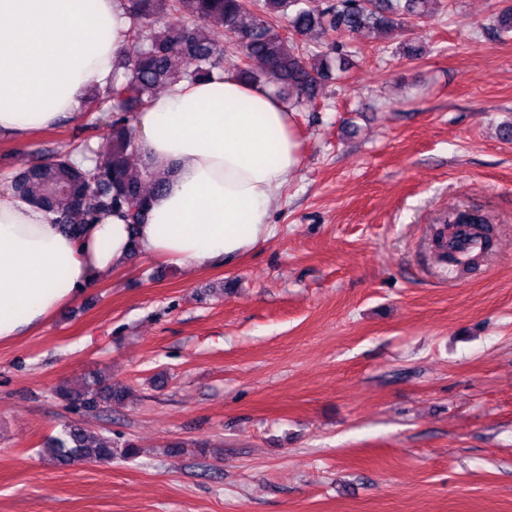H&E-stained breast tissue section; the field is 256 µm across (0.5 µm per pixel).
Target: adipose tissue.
Listing matches in <instances>:
<instances>
[{
	"mask_svg": "<svg viewBox=\"0 0 512 512\" xmlns=\"http://www.w3.org/2000/svg\"><path fill=\"white\" fill-rule=\"evenodd\" d=\"M123 0H0V134L26 141L79 113L128 44ZM295 114L272 87L184 81L135 116L154 169L173 168L143 224L116 217L75 238L0 193V344L40 326L142 253L177 265L232 261L270 236V204L301 164Z\"/></svg>",
	"mask_w": 512,
	"mask_h": 512,
	"instance_id": "ef3b65f1",
	"label": "adipose tissue"
}]
</instances>
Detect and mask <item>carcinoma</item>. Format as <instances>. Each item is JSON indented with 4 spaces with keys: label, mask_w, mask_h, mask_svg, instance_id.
<instances>
[{
    "label": "carcinoma",
    "mask_w": 512,
    "mask_h": 512,
    "mask_svg": "<svg viewBox=\"0 0 512 512\" xmlns=\"http://www.w3.org/2000/svg\"><path fill=\"white\" fill-rule=\"evenodd\" d=\"M305 0H126L131 20L128 40L132 50L114 62L110 82L88 101L93 115L86 128L108 121L112 133L99 149L92 137L79 141L73 155L94 156L95 165L84 170L72 155L31 161L18 172L4 176L10 191L53 214V223L78 234L88 224H100L117 215L126 223L145 219L147 202L166 186L169 173L150 164L136 165L139 152L130 112L145 107L161 88L187 80L224 79V55L242 58L236 75L251 82L271 85L293 109L316 99L322 83L331 75L330 51L313 52L301 39L311 33H355L366 28L388 32L410 16L428 15L435 0H336L315 14ZM179 21L171 29L163 20ZM288 20V34L277 19ZM498 36L512 34V8L495 16ZM448 262H467L468 242L490 239L485 229L461 219L448 221ZM57 394L87 409L124 400L123 391L95 378L79 391L66 386ZM45 451L58 462H109L116 455L115 442L73 424L60 436H49Z\"/></svg>",
    "instance_id": "cac0c4a2"
}]
</instances>
